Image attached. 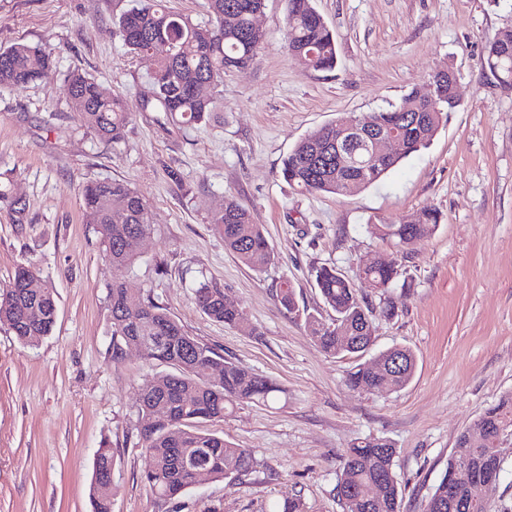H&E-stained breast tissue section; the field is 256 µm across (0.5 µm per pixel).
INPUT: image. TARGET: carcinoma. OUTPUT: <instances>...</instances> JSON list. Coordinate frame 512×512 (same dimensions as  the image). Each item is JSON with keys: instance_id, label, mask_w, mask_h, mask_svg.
Wrapping results in <instances>:
<instances>
[{"instance_id": "cac0c4a2", "label": "carcinoma", "mask_w": 512, "mask_h": 512, "mask_svg": "<svg viewBox=\"0 0 512 512\" xmlns=\"http://www.w3.org/2000/svg\"><path fill=\"white\" fill-rule=\"evenodd\" d=\"M314 0H288V50L310 53L308 70H331L337 63L333 32L313 5ZM210 20L205 24L169 10L163 0H135L116 21L123 45L129 53L149 58L154 41H166L171 53L152 60L149 87L143 99L147 112H162L172 122L193 126L206 121L219 104V87L224 73L250 64L264 43V33L251 27L252 12L264 0H207ZM234 8L237 23L224 27V11ZM484 66L501 84H512V44L493 39L485 47ZM55 61L52 49L18 42L0 51V89L26 85L39 78ZM67 96L81 123L101 140L116 142L124 136L129 122L122 100L106 93L98 83L81 73L67 81ZM412 109L416 124L409 131L412 154L426 148L448 113L455 111L448 88L433 100L418 88L401 103ZM346 115L302 138L282 160L281 175L289 185L311 193L344 195L350 180L366 188L380 180L402 159L374 161L358 145L354 152L359 165L336 157V127L346 124ZM87 223L97 226L105 254L112 268L108 301L112 314V352L119 354L140 337L146 339L144 358L171 368L155 374L141 388L139 413L145 425L143 445L152 456V466L142 476L145 486L158 498H175L190 488L196 463L203 462L214 480L235 479L250 472L257 462L246 448H239L216 433L204 432L199 424L220 421L237 406L269 404L281 388L274 380L249 367L224 360L210 347L188 335L182 325L159 305L128 299L123 274L136 257L127 241L150 234V211L142 195L116 180H93L82 188ZM7 202L12 222H28L26 205L8 190L0 189V201ZM440 222L435 210H424L396 224H376L374 233L403 250L430 234ZM213 231L224 246L248 268L262 271L272 260V249L261 227L252 223L249 211L228 199L211 218ZM398 276L396 259L379 255L377 263L360 272L372 287L388 292ZM315 283L324 306L333 317L303 312L311 339L329 357L364 353L373 344L372 326L354 283L333 266L315 269ZM17 296L5 302L4 297ZM196 306L210 319L229 326L241 323L239 303L223 290L204 280L194 284ZM57 318L54 291L43 287L31 267L20 264L8 283L0 286V325L7 327L24 345L34 346L51 335ZM402 368L380 371L368 362L349 372L347 385L361 391L379 387L401 389L412 379L416 367L413 352L396 348ZM216 372L219 382L206 380ZM512 434V396L500 399L480 415L461 435L454 453L461 464L455 474L457 493L444 512H472L468 507L474 484L485 477L501 476L505 459L487 450L493 440ZM396 448L384 439L352 445L341 460L337 490L343 512H400L401 491L393 472ZM114 456L102 445L96 452L89 490L91 512H112V495L107 489ZM376 483L379 494L370 500L367 487Z\"/></svg>"}]
</instances>
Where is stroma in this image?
Here are the masks:
<instances>
[{"label": "stroma", "instance_id": "obj_1", "mask_svg": "<svg viewBox=\"0 0 512 512\" xmlns=\"http://www.w3.org/2000/svg\"><path fill=\"white\" fill-rule=\"evenodd\" d=\"M336 39L337 66L311 72L287 50L286 0H265V41L249 66L224 76L220 105L180 127L142 109L148 61L128 53L114 22L129 0H0V49L18 41L58 50L33 83L0 90V183L27 208L15 224L0 203V284L15 267L38 271L57 299L50 336L25 346L0 326V512H91L101 444L114 452L112 512H273L300 496L306 512H343L336 494L352 443L388 440L401 512H425L459 436L512 394V86L482 64L486 43L512 26V0H314ZM458 79L459 105L428 148L377 183L344 196L301 192L281 161L308 133L344 113L401 104L440 68ZM79 72L119 96L124 137L82 127L66 80ZM120 180L149 205L153 226L124 281L226 360L274 379L271 405L248 404L205 430L249 449L257 466L238 479H206L172 500L152 495L140 438L142 385L157 373L135 350L112 353V273L80 188ZM232 198L262 226L273 261L256 273L214 234ZM426 209L436 230L397 255L409 288H392L394 316L359 272L393 245L372 234ZM336 267L369 303L375 344L332 358L277 298L324 305L313 271ZM206 279L234 297L242 326L211 320L193 301ZM410 348L416 371L402 390L359 391L348 373L376 352Z\"/></svg>", "mask_w": 512, "mask_h": 512}]
</instances>
